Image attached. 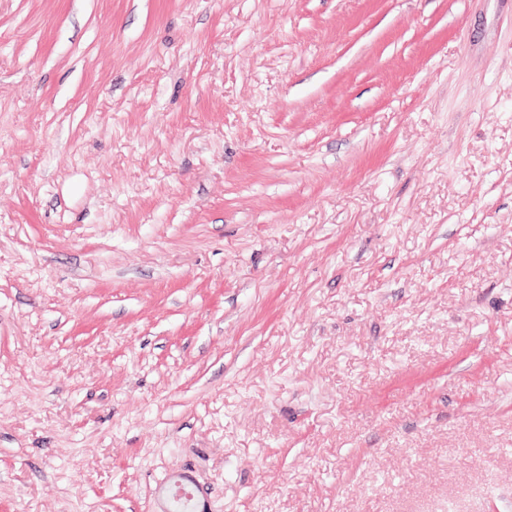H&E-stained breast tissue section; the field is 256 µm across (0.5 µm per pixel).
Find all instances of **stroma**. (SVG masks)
<instances>
[{
    "label": "stroma",
    "instance_id": "stroma-1",
    "mask_svg": "<svg viewBox=\"0 0 512 512\" xmlns=\"http://www.w3.org/2000/svg\"><path fill=\"white\" fill-rule=\"evenodd\" d=\"M512 512V0H0V512Z\"/></svg>",
    "mask_w": 512,
    "mask_h": 512
}]
</instances>
